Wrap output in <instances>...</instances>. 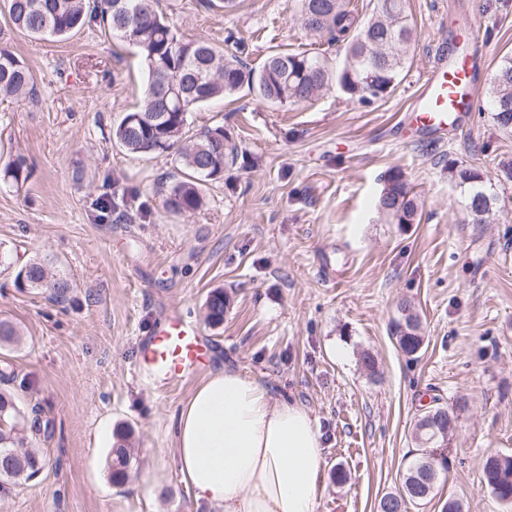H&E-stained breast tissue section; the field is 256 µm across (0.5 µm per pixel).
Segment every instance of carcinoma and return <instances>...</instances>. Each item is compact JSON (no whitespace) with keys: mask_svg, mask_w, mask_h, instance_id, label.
Listing matches in <instances>:
<instances>
[{"mask_svg":"<svg viewBox=\"0 0 512 512\" xmlns=\"http://www.w3.org/2000/svg\"><path fill=\"white\" fill-rule=\"evenodd\" d=\"M300 22L304 30L327 36L329 43L344 50V64L330 71L318 55L275 52L257 67L236 55H227L205 41L180 36L153 6V0H4L8 24L33 38H65L86 26L97 24L106 36L118 39L142 54L146 85L142 103L124 114L113 127L116 144L132 155L175 153L176 169L184 174L166 195L164 205L175 214L196 211L203 204L202 186L224 176V164L238 153L216 125L195 136L188 135V116L198 107L246 87L259 100L271 105H302L317 98L330 83L360 102L383 99L402 80L403 57L412 38L404 0H381L380 14L365 18L350 0H300ZM185 86L181 97L162 95V86L174 78ZM34 75L25 60L0 46V96L31 98ZM488 111L498 128L512 132V58H505L493 76ZM457 186L467 190L465 207L480 223L493 211L496 198L484 185L478 170L468 166L450 169ZM377 209L399 224H410L416 215L411 190L398 167L385 175ZM20 286L41 288L55 303L68 300L70 282L51 273L49 266L31 259L15 275ZM229 298L212 291L205 303V319L211 325L224 321ZM404 318L395 323V341L403 354L418 357L424 346L417 317L402 306ZM20 342L19 330L0 320V347ZM19 426L21 412L11 394L0 391V487L21 476L33 477L44 468L45 458L26 446V434L38 436V409ZM456 417L433 399L419 416L413 430L415 457L402 474L401 487L379 501V512H405L406 503L420 504L432 494L436 480L424 473L429 455H435L437 471L448 469L449 436ZM133 432L115 433L107 462L113 484L128 481L135 462L131 455ZM482 473L493 496L512 498V455L489 456Z\"/></svg>","mask_w":512,"mask_h":512,"instance_id":"obj_1","label":"carcinoma"}]
</instances>
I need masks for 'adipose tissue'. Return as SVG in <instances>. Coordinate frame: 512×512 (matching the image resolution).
Segmentation results:
<instances>
[{
  "instance_id": "ef3b65f1",
  "label": "adipose tissue",
  "mask_w": 512,
  "mask_h": 512,
  "mask_svg": "<svg viewBox=\"0 0 512 512\" xmlns=\"http://www.w3.org/2000/svg\"><path fill=\"white\" fill-rule=\"evenodd\" d=\"M174 457L212 512H316L325 464L301 404L231 368L208 371L173 416Z\"/></svg>"
}]
</instances>
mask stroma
Wrapping results in <instances>:
<instances>
[{
  "label": "stroma",
  "mask_w": 512,
  "mask_h": 512,
  "mask_svg": "<svg viewBox=\"0 0 512 512\" xmlns=\"http://www.w3.org/2000/svg\"><path fill=\"white\" fill-rule=\"evenodd\" d=\"M184 37L259 65L276 51L312 52L340 66L343 53L306 33L299 0H237L232 14L199 0H155ZM413 30L404 78L362 103L338 87L300 106L259 103L248 89L191 112V133L223 125L235 162L203 188L193 213H168L171 157L136 156L109 130L145 87L135 47L98 26L34 40L6 28L0 43L35 77L34 99H0V163L22 160L19 181H0V244L38 258L72 285L70 302L15 283L0 267V320L21 331L0 349V388L22 411L39 407L46 464L0 489V512H208L171 453V415L198 386L165 396L136 377L140 345L176 309L212 346L210 367L253 375L304 406L323 443L316 512H378L396 491L414 446L412 427L431 398L455 405L448 469L408 512H506L486 486L484 458L512 455V133L479 112L464 130L426 137L404 128L435 47L479 33L488 67L512 57V0H406ZM483 174L496 196L475 223L451 164ZM400 167L419 208L414 223L376 207L385 173ZM112 214L99 220L97 199ZM222 289L224 321L204 317ZM411 302L425 345L409 360L393 337ZM371 352L380 372L361 367ZM133 431L139 467L113 485V431ZM347 474L334 479L336 469Z\"/></svg>",
  "instance_id": "35a3bbf8"
}]
</instances>
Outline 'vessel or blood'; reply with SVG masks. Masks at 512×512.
Returning <instances> with one entry per match:
<instances>
[{
  "mask_svg": "<svg viewBox=\"0 0 512 512\" xmlns=\"http://www.w3.org/2000/svg\"><path fill=\"white\" fill-rule=\"evenodd\" d=\"M487 66L477 34H470L465 51L448 54L437 49L419 83L409 123L426 134L461 128L478 112V73ZM207 357L197 327L178 312L155 323L140 350L138 373L157 392L165 393L191 378Z\"/></svg>",
  "mask_w": 512,
  "mask_h": 512,
  "instance_id": "obj_1",
  "label": "vessel or blood"
}]
</instances>
